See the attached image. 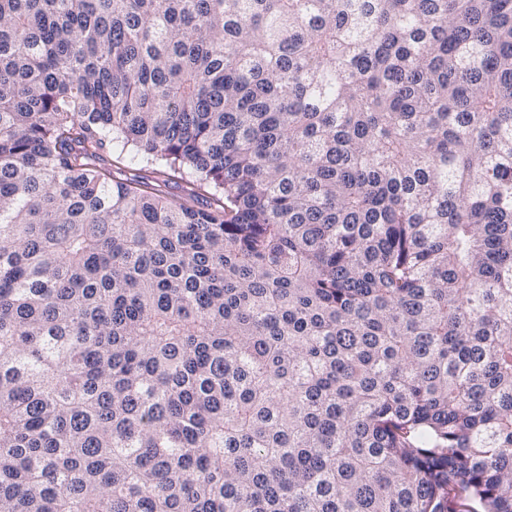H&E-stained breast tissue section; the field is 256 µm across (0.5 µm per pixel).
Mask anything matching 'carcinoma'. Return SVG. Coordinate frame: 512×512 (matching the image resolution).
<instances>
[{"label":"carcinoma","mask_w":512,"mask_h":512,"mask_svg":"<svg viewBox=\"0 0 512 512\" xmlns=\"http://www.w3.org/2000/svg\"><path fill=\"white\" fill-rule=\"evenodd\" d=\"M0 512H512V0H0ZM118 156L119 158H117ZM112 164L121 167L127 174L139 172L137 170L144 165L142 154L129 146L125 147L122 152L121 146H116L112 153Z\"/></svg>","instance_id":"carcinoma-1"}]
</instances>
